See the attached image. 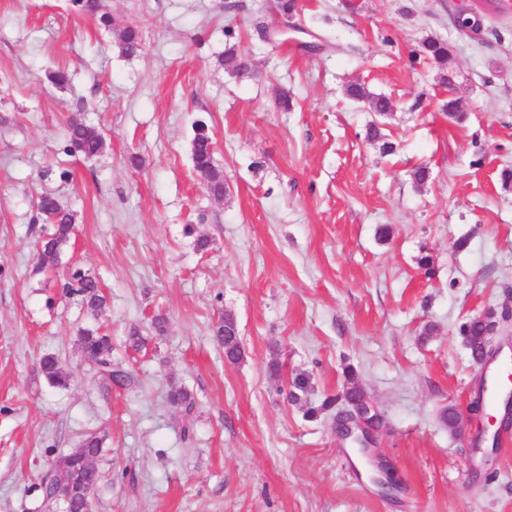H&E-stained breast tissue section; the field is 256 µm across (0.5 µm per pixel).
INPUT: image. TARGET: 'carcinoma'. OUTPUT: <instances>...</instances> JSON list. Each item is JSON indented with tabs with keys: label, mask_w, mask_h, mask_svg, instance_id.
<instances>
[{
	"label": "carcinoma",
	"mask_w": 512,
	"mask_h": 512,
	"mask_svg": "<svg viewBox=\"0 0 512 512\" xmlns=\"http://www.w3.org/2000/svg\"><path fill=\"white\" fill-rule=\"evenodd\" d=\"M82 11L89 13L98 25L108 29L112 26V16L104 9L101 0H74ZM122 53L131 56L141 49L140 33L132 27L125 28L120 35ZM420 53L424 59L432 60L440 66H445L451 59L448 42L443 39L428 37L421 43ZM244 52L233 44L224 50V66L229 71H239L243 68ZM349 97L357 100H368L371 108L379 115L391 111V100L383 95L372 94L361 84H351L347 88ZM104 145L103 136L81 117H72L65 130V145L63 150L69 155H82L92 158L101 153ZM192 161L194 169L209 174L217 184L224 183L223 175L214 166V154L211 150V137L194 135L192 139ZM37 219L50 225L48 234L37 244V263L40 269H52L58 262L63 246L68 242L74 230V214L65 208L52 194H43L37 201ZM65 292L79 297L81 303L89 310L98 312L103 309L105 299L100 291L98 282L80 270L71 272L62 285ZM488 320L477 322L472 320L462 325L461 335L470 350L474 353L482 349L488 342ZM215 339L224 348V358L230 364H236L242 359V349L239 336L235 333L231 321L219 320L213 329ZM81 351L86 360L92 363L102 378L109 383L129 388L135 383L133 374L112 360V340L110 336L97 330L85 329L80 335ZM39 371L53 387L69 385L71 375L60 360L52 355H46L39 361ZM170 401L181 408L185 414H192L195 400L186 390H176L171 393ZM102 451V440L95 435L83 439L71 453L59 461V468L71 480L69 502L71 512H83L92 490L99 482V472L88 461L96 460Z\"/></svg>",
	"instance_id": "obj_1"
}]
</instances>
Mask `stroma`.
Returning <instances> with one entry per match:
<instances>
[{"label":"stroma","mask_w":512,"mask_h":512,"mask_svg":"<svg viewBox=\"0 0 512 512\" xmlns=\"http://www.w3.org/2000/svg\"><path fill=\"white\" fill-rule=\"evenodd\" d=\"M276 4L104 0L106 30L71 0H0V512H62L41 487L88 434L103 440L92 512H512V426L486 460L478 424L454 433L440 417L466 409L482 373L461 325L512 300V0L483 12L478 36L457 27L470 0H296L300 33L268 40ZM126 27L142 42L130 57ZM429 36L451 47L454 90L416 56ZM232 42L255 77L225 70ZM352 83L391 115L350 98ZM451 93L462 121L440 109ZM77 114L105 139L98 157L63 152ZM199 120L221 202L193 167ZM376 120L391 154L366 137ZM43 193L75 229L39 272ZM76 269L100 283L101 314L63 294ZM226 315L235 365L212 336ZM85 329L110 334L134 387L104 383ZM47 354L69 388L40 373ZM352 386L382 416L373 452L393 497L336 432ZM178 389L192 418L169 400ZM347 94L353 99L368 100L373 112H376L380 116H384L385 113L391 112V100L383 95L372 94L364 85L356 83L349 85L347 88Z\"/></svg>","instance_id":"stroma-1"}]
</instances>
